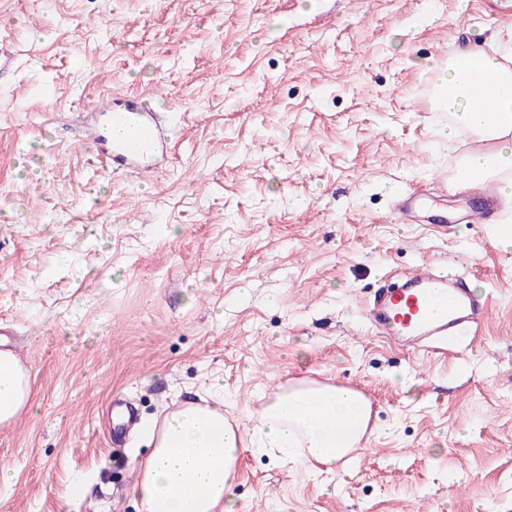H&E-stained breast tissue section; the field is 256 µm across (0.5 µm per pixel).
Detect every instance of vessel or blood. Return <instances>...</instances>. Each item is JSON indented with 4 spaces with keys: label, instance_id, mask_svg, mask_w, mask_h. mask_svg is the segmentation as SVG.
<instances>
[{
    "label": "vessel or blood",
    "instance_id": "vessel-or-blood-1",
    "mask_svg": "<svg viewBox=\"0 0 512 512\" xmlns=\"http://www.w3.org/2000/svg\"><path fill=\"white\" fill-rule=\"evenodd\" d=\"M105 112V121L90 123L86 130L102 167L118 173L171 156L173 146L158 122L157 110L143 95H115ZM457 187L478 201L465 223L485 224L497 214L492 182L462 175ZM490 309V301L463 288L450 269L423 265L405 276L400 286L375 294L366 306V317L375 333L389 342L439 350L461 332L474 329Z\"/></svg>",
    "mask_w": 512,
    "mask_h": 512
}]
</instances>
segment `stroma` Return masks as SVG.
I'll return each instance as SVG.
<instances>
[{"label":"stroma","instance_id":"1","mask_svg":"<svg viewBox=\"0 0 512 512\" xmlns=\"http://www.w3.org/2000/svg\"><path fill=\"white\" fill-rule=\"evenodd\" d=\"M510 32L481 0H0V338L34 394L0 426V512H138L149 446L113 448V399L157 422L218 379L247 436L301 378L362 392L370 431L315 479L245 451L239 512H512V250L458 221L478 142L440 143L430 68ZM115 90L163 109L153 173L91 161ZM451 257L492 298L477 331L374 336L370 297Z\"/></svg>","mask_w":512,"mask_h":512}]
</instances>
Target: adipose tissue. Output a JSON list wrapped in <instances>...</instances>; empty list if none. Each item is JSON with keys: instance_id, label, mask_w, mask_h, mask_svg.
<instances>
[{"instance_id": "1", "label": "adipose tissue", "mask_w": 512, "mask_h": 512, "mask_svg": "<svg viewBox=\"0 0 512 512\" xmlns=\"http://www.w3.org/2000/svg\"><path fill=\"white\" fill-rule=\"evenodd\" d=\"M438 95L434 106L450 113L454 124L441 127L442 142L456 140L465 127L480 141L463 158V166L482 178H500L499 191L512 201V40L470 59L453 57L435 64ZM500 73L490 85L489 107L476 108L469 95L485 73ZM29 373L8 351H0V424L12 422L30 404ZM371 406L357 390L304 379L264 396L258 424L243 440L224 411V387L214 383L208 398L167 411L160 424L148 426L151 451L138 465L130 494L141 512H236L230 491L245 450L294 457L308 476L322 464L350 459L359 446Z\"/></svg>"}]
</instances>
